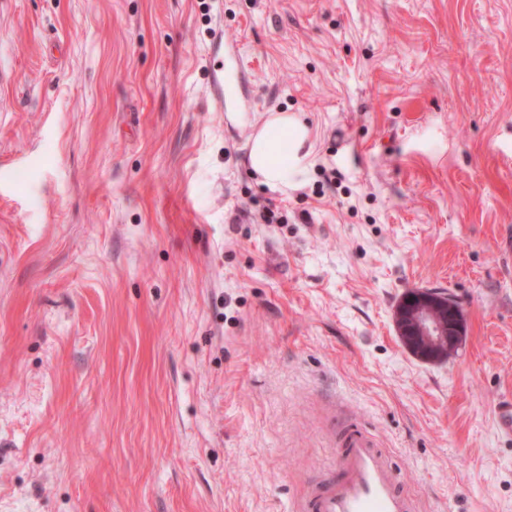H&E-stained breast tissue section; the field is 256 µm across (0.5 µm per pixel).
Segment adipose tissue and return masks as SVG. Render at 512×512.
<instances>
[{
	"mask_svg": "<svg viewBox=\"0 0 512 512\" xmlns=\"http://www.w3.org/2000/svg\"><path fill=\"white\" fill-rule=\"evenodd\" d=\"M304 123L285 112L264 116L249 140L250 165L264 183L281 191L294 188L302 179L309 154Z\"/></svg>",
	"mask_w": 512,
	"mask_h": 512,
	"instance_id": "adipose-tissue-1",
	"label": "adipose tissue"
}]
</instances>
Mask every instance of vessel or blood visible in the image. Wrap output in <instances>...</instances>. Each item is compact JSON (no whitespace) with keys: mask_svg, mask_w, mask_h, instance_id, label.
I'll return each mask as SVG.
<instances>
[{"mask_svg":"<svg viewBox=\"0 0 512 512\" xmlns=\"http://www.w3.org/2000/svg\"><path fill=\"white\" fill-rule=\"evenodd\" d=\"M293 512H416L384 452L361 430L347 433L339 473L307 494Z\"/></svg>","mask_w":512,"mask_h":512,"instance_id":"1","label":"vessel or blood"}]
</instances>
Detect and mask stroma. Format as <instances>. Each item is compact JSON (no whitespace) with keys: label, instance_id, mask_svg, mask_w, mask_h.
<instances>
[{"label":"stroma","instance_id":"obj_1","mask_svg":"<svg viewBox=\"0 0 512 512\" xmlns=\"http://www.w3.org/2000/svg\"><path fill=\"white\" fill-rule=\"evenodd\" d=\"M0 66V512H291L350 427L419 512H512V0H0ZM277 133L285 135L287 139L288 151L285 154L282 143L275 138ZM307 138V127L297 118L287 112H269L261 119L260 127L249 140L252 170L264 183L288 192L305 173L310 155L304 151ZM464 314L459 302L449 294L418 290L400 301L395 326L407 349L422 361L448 357L461 345Z\"/></svg>","mask_w":512,"mask_h":512}]
</instances>
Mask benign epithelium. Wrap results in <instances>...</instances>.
Returning a JSON list of instances; mask_svg holds the SVG:
<instances>
[{
  "label": "benign epithelium",
  "instance_id": "obj_1",
  "mask_svg": "<svg viewBox=\"0 0 512 512\" xmlns=\"http://www.w3.org/2000/svg\"><path fill=\"white\" fill-rule=\"evenodd\" d=\"M463 318L455 298L427 289L402 298L395 311V326L402 342L415 357L438 361L461 345Z\"/></svg>",
  "mask_w": 512,
  "mask_h": 512
}]
</instances>
